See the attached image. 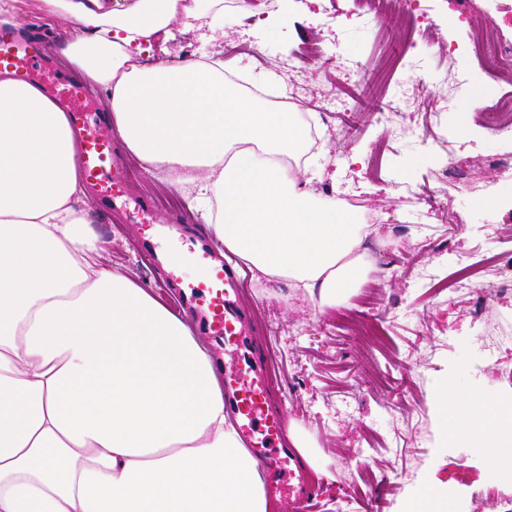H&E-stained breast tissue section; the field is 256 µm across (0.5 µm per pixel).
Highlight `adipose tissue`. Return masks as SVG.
I'll use <instances>...</instances> for the list:
<instances>
[{"label":"adipose tissue","mask_w":512,"mask_h":512,"mask_svg":"<svg viewBox=\"0 0 512 512\" xmlns=\"http://www.w3.org/2000/svg\"><path fill=\"white\" fill-rule=\"evenodd\" d=\"M66 21L65 56L105 92L124 147L176 179L256 278L319 306L364 281L372 231L317 191L300 113L260 105L221 65L143 66L153 39L222 0H0ZM79 139L40 88L0 73V512H269L256 460L224 416L219 362L149 291L102 261L78 204ZM441 427L512 471V394L443 382Z\"/></svg>","instance_id":"adipose-tissue-1"}]
</instances>
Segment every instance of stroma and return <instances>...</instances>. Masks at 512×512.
Masks as SVG:
<instances>
[{"mask_svg":"<svg viewBox=\"0 0 512 512\" xmlns=\"http://www.w3.org/2000/svg\"><path fill=\"white\" fill-rule=\"evenodd\" d=\"M248 12L224 10V30L173 25L158 36L145 65L198 59L242 68L247 84L286 96L307 113L335 97L322 127L329 156L319 191L340 188L379 216L368 241L367 278L342 303L321 307L288 282L249 289L252 340L271 354L272 412L298 426L322 474L311 484L306 512H400L423 484L446 485L457 512H512V476L491 472L469 448L445 446L430 405L449 368L461 388L512 391V352L485 351L496 334L512 332V179L497 177L488 160L512 156V140L485 129L477 110L490 92L512 93V72L483 78L466 45L477 35L512 37V0H407L404 10L368 22L364 0H247ZM18 23L44 54L67 67L69 30L43 13L19 12ZM362 160L351 163L353 153ZM125 185L149 199L185 197L170 180L137 172ZM447 204L458 223L435 218ZM86 208L108 243L114 269L150 289L169 308L177 288L146 267L142 244L161 221L178 217L206 234L187 206L155 209L150 222L106 209L98 195ZM487 264L480 291L439 290L461 267ZM379 323L387 345L363 339Z\"/></svg>","mask_w":512,"mask_h":512,"instance_id":"35a3bbf8","label":"stroma"}]
</instances>
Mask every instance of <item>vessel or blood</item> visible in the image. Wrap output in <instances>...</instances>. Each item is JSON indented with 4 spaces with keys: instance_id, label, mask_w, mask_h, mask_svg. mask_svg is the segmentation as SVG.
<instances>
[{
    "instance_id": "vessel-or-blood-1",
    "label": "vessel or blood",
    "mask_w": 512,
    "mask_h": 512,
    "mask_svg": "<svg viewBox=\"0 0 512 512\" xmlns=\"http://www.w3.org/2000/svg\"><path fill=\"white\" fill-rule=\"evenodd\" d=\"M20 83L43 80L44 54L37 40L20 37L10 29L0 30V71ZM65 92L59 98L73 128L82 131L78 165L101 200L109 207L128 204L123 165L116 157L115 141L106 133L107 116L90 102L85 87L57 76ZM176 221L160 227L158 237L145 245L151 258L163 259L170 281L180 282L179 294L187 311L195 318L198 334L212 346L223 348L224 410L237 425L246 450L258 462L265 489H287L289 497L305 507L309 500L301 449L284 441V418L266 410L265 378L268 359L256 353L249 329L250 308L245 303V280L233 261L220 257L214 242L192 238L172 247ZM192 264L195 279L181 283L180 270Z\"/></svg>"
}]
</instances>
